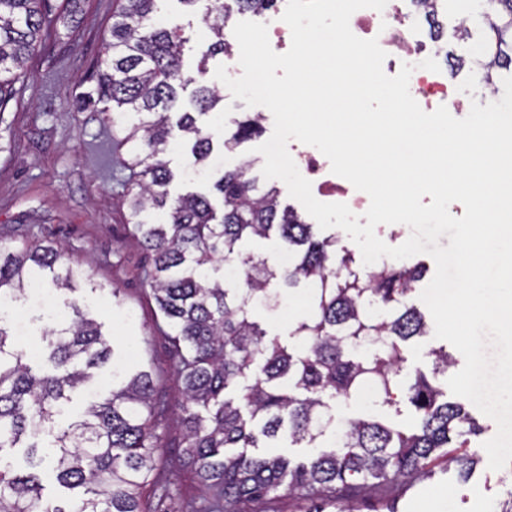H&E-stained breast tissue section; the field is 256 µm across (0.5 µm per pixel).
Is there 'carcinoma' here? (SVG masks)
Here are the masks:
<instances>
[{"label":"carcinoma","instance_id":"cac0c4a2","mask_svg":"<svg viewBox=\"0 0 512 512\" xmlns=\"http://www.w3.org/2000/svg\"><path fill=\"white\" fill-rule=\"evenodd\" d=\"M162 0H121L112 13L111 39L104 49L96 95L112 101V130L126 148L129 179L121 195L126 223L150 253L143 281L150 287L169 339L182 399L176 407L183 465L202 488L193 512H250L247 505L282 486L288 493L328 507L382 489L408 488L428 473L433 452L448 449L463 479L476 461L470 437L481 433L462 400L416 372L403 385L402 345L426 335L421 313L407 301L425 267L385 265L365 272L353 254L336 257V239H318L313 225L291 206H281L280 189L251 173L245 160L214 181L210 194L174 195V173L165 159L171 143L183 140L194 166L205 171L217 156L236 150L260 131L259 118L236 122L214 143L198 117L221 97L202 79L183 70L181 28L160 20ZM44 0H0V110L23 77L26 61L45 42L55 19ZM273 0H207L202 20L213 36L206 55L224 54L234 12L267 9ZM473 16L487 36L479 56L484 80L512 66V0H474ZM193 111L171 121L190 85ZM222 200L217 210L210 195ZM278 236L292 264L270 265L240 250L245 238ZM235 266L242 281L217 275ZM87 278L83 267L59 248L36 241L18 249L0 246V300L18 299L33 281L74 291ZM304 284L308 312L289 330L292 342L270 334L255 319L259 305L275 307L281 288ZM393 314L382 317L376 306ZM71 318L51 330L43 355L47 371L18 349L12 325L0 318V512H156L144 488L162 459L165 444L155 432L151 373L141 367L112 369V391L92 401L67 428L58 416L92 370L105 367L114 350L95 320L75 302ZM372 346L362 358L355 351ZM373 383L376 405H399L403 393L415 413V429L358 418L328 451L305 462L248 452L274 448L283 433L292 445L317 447L336 432L333 403L349 400ZM52 454H42L41 436ZM6 448L25 449L29 473L12 470ZM50 461L56 480L79 490L72 507L41 506L42 487L33 470Z\"/></svg>","mask_w":512,"mask_h":512}]
</instances>
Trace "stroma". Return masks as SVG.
I'll return each instance as SVG.
<instances>
[{"label": "stroma", "instance_id": "stroma-1", "mask_svg": "<svg viewBox=\"0 0 512 512\" xmlns=\"http://www.w3.org/2000/svg\"><path fill=\"white\" fill-rule=\"evenodd\" d=\"M116 4L117 0H82L72 10L66 0L48 2L57 19L52 34L29 59L26 78L16 83L0 113V246L50 244L88 272L89 281L76 291L48 289L42 309L20 308L16 320L25 329L16 343L30 350L44 346L45 326L66 316L75 299L100 324L102 333L113 338L118 359L141 361L155 378L154 399L161 411L154 422L165 443L163 463L144 494L155 500L168 492L170 512H188L200 490L183 467L178 446L180 428L173 409L181 394L173 374L170 329L156 325V304L141 279L149 256L131 235L116 185L123 175L125 150L112 140L111 103L80 105L95 87ZM162 15L182 26L184 68L195 72L212 41L200 13L184 11L178 0H164ZM217 89L222 100L201 122L221 135L233 130L236 121L253 116L254 110L233 99L225 84ZM112 286L119 288V299L109 294ZM305 292L302 286L283 291L277 307L257 308L258 319L271 334L287 338L291 323L307 311ZM440 345L431 334L410 341L403 351L406 378L420 371L446 385L449 376L462 369L464 358L454 353L447 371L434 374L431 351ZM333 414L340 428L355 418L383 419L399 426L413 420L407 403L385 411L362 396L337 402ZM477 420L482 432L473 439L472 451L481 461L467 481H459L446 458L437 456L429 477L411 489L376 502L350 500V512H501L512 498V464L489 469L483 444L494 437L497 425L483 414Z\"/></svg>", "mask_w": 512, "mask_h": 512}]
</instances>
